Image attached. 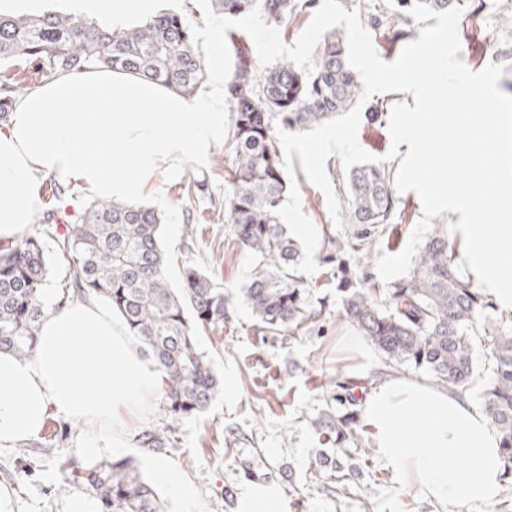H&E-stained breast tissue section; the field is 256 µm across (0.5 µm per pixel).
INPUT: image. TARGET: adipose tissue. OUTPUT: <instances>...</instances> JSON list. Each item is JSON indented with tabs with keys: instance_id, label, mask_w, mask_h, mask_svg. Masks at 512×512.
I'll use <instances>...</instances> for the list:
<instances>
[{
	"instance_id": "ef3b65f1",
	"label": "adipose tissue",
	"mask_w": 512,
	"mask_h": 512,
	"mask_svg": "<svg viewBox=\"0 0 512 512\" xmlns=\"http://www.w3.org/2000/svg\"><path fill=\"white\" fill-rule=\"evenodd\" d=\"M159 0H70L72 12L120 28L144 21ZM212 90L184 97L153 81L109 70L58 76L17 104L0 133V239L18 241L40 207V176L85 185L98 197L127 200L159 173L178 177L205 159L224 130V66ZM32 356L0 352V447L39 435L49 410L96 424L86 452L120 448L124 415L157 392L160 377L139 354L123 322L95 299H49ZM363 419L381 457L406 482L449 512L494 500L504 482L501 436L468 398L403 379L378 383ZM475 470H455L459 461Z\"/></svg>"
}]
</instances>
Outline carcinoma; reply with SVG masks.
Returning <instances> with one entry per match:
<instances>
[{"mask_svg":"<svg viewBox=\"0 0 512 512\" xmlns=\"http://www.w3.org/2000/svg\"><path fill=\"white\" fill-rule=\"evenodd\" d=\"M388 3L386 12L369 15L368 22L385 27L396 47L414 35L409 14L414 0ZM256 5L267 23L278 25L313 8L316 0H211L214 12L225 17H242ZM228 37L234 65L224 85L230 107L224 152L232 178L212 205L224 212L235 242L254 261L241 289L243 302L263 331L293 335L317 323L326 306L310 303L300 275L282 272L303 253L273 214L288 190L274 128L282 124L303 131L336 117L357 102L363 85L347 63L345 39L335 33L323 38L310 75L288 61L258 75L244 36L230 32ZM22 59L36 62L47 78L111 69L185 97L207 79L189 22L180 14L159 13L119 29L74 14H0V64L7 65L0 72V119L25 95L26 87L12 73ZM343 204L349 228L325 237V260L336 263L338 317L364 337L384 365L423 371L452 393H467L487 374L481 406L502 436L506 475L512 477V315L498 312L484 291L457 271L444 224L433 225L412 270L390 282L382 295L359 286L361 264L399 209L391 172L375 164L354 168ZM160 224L162 214L155 208L101 198L77 213L50 207L34 233L16 243L0 242V351L20 357L34 351L50 243L65 266L58 302L105 300L163 378L171 424L138 438L140 447L154 451L172 447L175 424L204 412L218 392L219 380L198 336L224 328L233 308L230 296L199 268H185L181 287L170 286ZM477 345L486 349L483 369L473 355ZM337 388L340 408L316 425L335 436L336 448L321 464L341 493L347 489V444L362 439L358 393L365 385L347 378ZM80 479L93 491L97 512H163L156 490L131 458L84 468Z\"/></svg>","mask_w":512,"mask_h":512,"instance_id":"carcinoma-1","label":"carcinoma"}]
</instances>
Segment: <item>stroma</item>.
<instances>
[{"mask_svg":"<svg viewBox=\"0 0 512 512\" xmlns=\"http://www.w3.org/2000/svg\"><path fill=\"white\" fill-rule=\"evenodd\" d=\"M458 31L461 60L471 70H482L492 62L486 34H493L499 48H512V0H486L479 16L460 19ZM406 99V93L389 92L366 102V109L378 111L380 118L361 121L357 138L363 149L377 156L388 152L390 108ZM228 175L219 141L207 159L188 162L177 179L160 176L137 199L162 213L160 233L170 257L172 285H180L183 268L192 265L209 273L235 299L232 319L221 332L199 337L200 350L222 385L210 407L179 425L174 447L156 453L137 441L142 430L168 423L164 400L155 396L143 403L125 447L106 448L97 456L82 450L89 425L50 412L41 433L23 449L0 448V512H68L76 498L96 506L90 488L65 481L62 469L128 457L139 462L150 480L155 477L154 460L165 458L177 480L192 486L194 500L187 504L157 482L165 512H242L250 490L270 484L279 491L281 512H445L421 488L401 484L375 451L357 456L359 473L345 494L334 492L320 474L318 455L334 441L314 422L335 412L337 376L370 383L381 378L423 381L427 375L383 366L377 352L362 353L365 339L336 314V267L324 262L321 248L315 254L319 270L306 280L312 301L327 307L319 327L294 336L262 332L239 299L253 261L211 206L212 198L223 195ZM200 179L207 181V191L186 194V185ZM399 199V216L378 242L388 253L403 249L422 216L415 193L400 194Z\"/></svg>","mask_w":512,"mask_h":512,"instance_id":"35a3bbf8","label":"stroma"}]
</instances>
